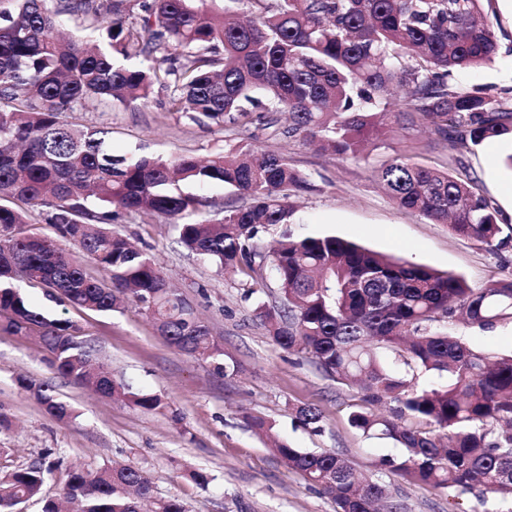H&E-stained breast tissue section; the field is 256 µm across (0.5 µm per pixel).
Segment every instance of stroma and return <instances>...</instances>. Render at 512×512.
Wrapping results in <instances>:
<instances>
[{
    "label": "stroma",
    "instance_id": "35a3bbf8",
    "mask_svg": "<svg viewBox=\"0 0 512 512\" xmlns=\"http://www.w3.org/2000/svg\"><path fill=\"white\" fill-rule=\"evenodd\" d=\"M482 8L494 25L499 54L486 68L454 73L451 83L462 89L511 88L512 0H484ZM72 120L107 129L117 154L207 158L248 141L271 147L287 154L313 184L297 199L303 219L299 232H329L376 252L458 274L475 288L512 278V172L497 162L506 144H485L465 159L503 221L501 246L489 248L399 208L372 175L377 160L410 143L421 160L447 166V152L431 146L419 127L382 137L367 159L339 165L286 137H270L258 123L245 133L229 122L217 125L172 111L169 93L161 88L147 101L91 107L74 113ZM113 230L152 255L208 321L224 346L230 371L219 376L209 360L176 351L136 306L90 312L50 301L43 289L21 284L32 306L77 325L80 339L96 348L97 360L115 380L131 392L162 401L161 408L146 410L95 394L56 374L48 348L36 336L0 333V412L11 420L9 428H0V478L41 459L57 464L42 497L23 504L22 512H42L44 498L59 497L70 466L97 471L118 464L143 471L153 501L175 497L187 512H335L329 496L289 469L271 442L248 426L250 415L272 421L276 435L296 447L345 457L358 472L386 485L406 512H448L446 494L383 466V459L399 456V448L350 425L348 416L361 405L362 392L272 344L257 308L278 304L274 279L252 289L243 274L222 271L189 253L174 226L156 215L124 216ZM22 375L51 383L57 396L74 408L73 417L60 421L47 414L19 387ZM304 404L322 412L321 434H313L297 418L295 409ZM197 470L209 474L208 485L192 480Z\"/></svg>",
    "mask_w": 512,
    "mask_h": 512
}]
</instances>
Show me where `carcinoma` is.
Returning a JSON list of instances; mask_svg holds the SVG:
<instances>
[{"label": "carcinoma", "mask_w": 512, "mask_h": 512, "mask_svg": "<svg viewBox=\"0 0 512 512\" xmlns=\"http://www.w3.org/2000/svg\"><path fill=\"white\" fill-rule=\"evenodd\" d=\"M0 8V258L19 277L0 276V329L34 332L50 366L98 394L145 409L161 399L129 391L91 363L77 326L49 319L16 281L89 311L130 301L177 351L208 359L227 375L224 349L207 323L154 258L112 231L123 212H150L175 224L179 242L254 288L265 274L281 303L260 308L277 347L301 354L389 415L359 408L349 416L366 436L402 449L382 461L393 473L458 498L473 494L512 502V355L472 348L453 333L457 316L490 330L512 323V279L472 288L457 275L410 263L331 234H297L293 198L310 188L287 155L255 146L197 160L116 155L108 131L67 122L94 102L131 104L158 84L171 106L192 118L248 130L262 112H282L274 135L328 151L339 162L368 157L374 135L421 123L457 164L487 141L512 144V97L450 84L454 71L493 62L497 37L483 0H12ZM251 5L245 20L233 5ZM99 31L98 43L67 41L61 15ZM259 116H253V113ZM407 151L373 169L393 201L460 236L494 246L499 209L466 170L453 174ZM222 183L251 198L246 207L203 214V198L179 182ZM39 211L53 230L26 234ZM272 235L262 248L259 234ZM79 248L75 256L69 245ZM102 277L87 274L83 260ZM398 353L408 370L387 369L379 350ZM58 420L73 416L48 382L19 380ZM312 431L323 428L314 406L297 408ZM414 422H408V419ZM277 452L332 497L336 512H405L387 488L362 481L330 450ZM53 462L39 461L0 479V512L38 497ZM152 486L131 465L69 470L63 496L75 512H141Z\"/></svg>", "instance_id": "carcinoma-1"}]
</instances>
